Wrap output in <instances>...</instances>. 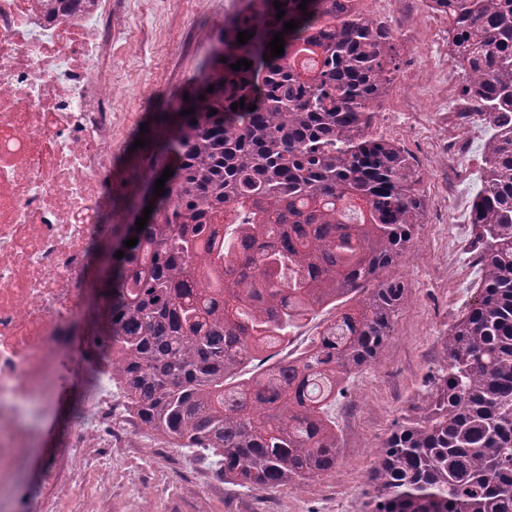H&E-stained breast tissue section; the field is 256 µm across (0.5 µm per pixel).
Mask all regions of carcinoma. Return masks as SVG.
<instances>
[{
	"label": "carcinoma",
	"instance_id": "1",
	"mask_svg": "<svg viewBox=\"0 0 512 512\" xmlns=\"http://www.w3.org/2000/svg\"><path fill=\"white\" fill-rule=\"evenodd\" d=\"M273 2L244 0L181 105L194 113L159 118L173 176L143 230L108 219L89 246L111 269L98 325L133 414L264 492L336 471L328 409L393 336L409 289L391 272L424 212L414 158L373 132L392 30L361 0H279L281 18ZM430 7L448 14L464 93L491 129L472 204L481 279L424 405L375 460L370 512H512V0ZM240 31L253 37L239 44ZM243 58L251 68L231 69ZM329 305L306 351L240 377Z\"/></svg>",
	"mask_w": 512,
	"mask_h": 512
}]
</instances>
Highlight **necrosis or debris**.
Here are the masks:
<instances>
[{
  "instance_id": "4bbe7bcc",
  "label": "necrosis or debris",
  "mask_w": 512,
  "mask_h": 512,
  "mask_svg": "<svg viewBox=\"0 0 512 512\" xmlns=\"http://www.w3.org/2000/svg\"><path fill=\"white\" fill-rule=\"evenodd\" d=\"M112 0H0V483L38 438L59 397L60 365L80 345L79 416L43 464L37 492L17 485L6 512H108L112 470L70 498L78 467L130 445L139 423L93 328L73 337L88 247L112 197ZM481 115L460 103L448 159L468 161Z\"/></svg>"
}]
</instances>
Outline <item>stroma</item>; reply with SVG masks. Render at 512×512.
<instances>
[{"label":"stroma","instance_id":"1","mask_svg":"<svg viewBox=\"0 0 512 512\" xmlns=\"http://www.w3.org/2000/svg\"><path fill=\"white\" fill-rule=\"evenodd\" d=\"M241 7V0H112V109L119 114L112 131L113 223L132 218L127 199L140 183L144 160L159 146L156 114L195 86L213 37ZM382 20L394 36L396 68L374 107V130L415 158L425 208L411 254L392 271L410 289V302L374 365L349 380L348 400L331 411L340 436L335 473L267 494L224 480L208 465L198 484L187 487L151 445L138 458L113 459L112 512L142 502L155 512H367L365 492L376 456L395 423L416 415L443 343L473 303L480 280L472 269L471 240L463 241L456 258L448 256L465 215L448 200L440 141L448 100L462 98L465 75L449 52L447 22L427 0H412ZM78 371L74 350L62 363L59 412L44 423L21 479L32 476L73 419Z\"/></svg>","mask_w":512,"mask_h":512}]
</instances>
